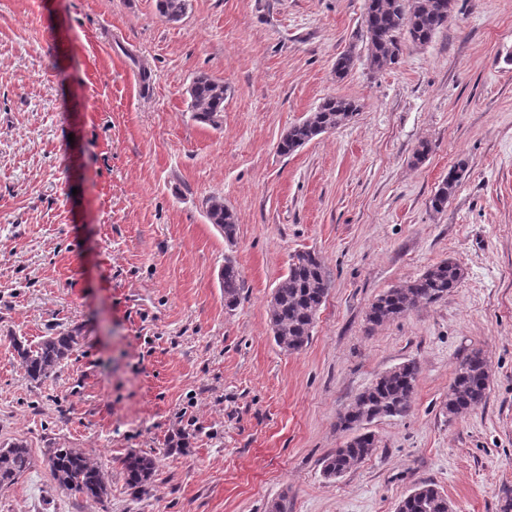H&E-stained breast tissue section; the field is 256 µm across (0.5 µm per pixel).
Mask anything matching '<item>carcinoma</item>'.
I'll list each match as a JSON object with an SVG mask.
<instances>
[{
  "label": "carcinoma",
  "instance_id": "cac0c4a2",
  "mask_svg": "<svg viewBox=\"0 0 512 512\" xmlns=\"http://www.w3.org/2000/svg\"><path fill=\"white\" fill-rule=\"evenodd\" d=\"M454 0H366L365 27L369 58L376 71L398 64L407 45L425 46L432 41L448 20ZM160 17L171 21L181 17L187 0H157ZM193 119L215 130L222 127L224 117V80L207 72L196 73L190 84ZM359 110L347 98L328 96L302 121L290 126L281 136L277 149L292 154L322 133L349 122ZM466 164L459 161L444 177L432 198L435 210L443 209L455 194L465 175ZM206 215L224 239L231 242L237 233V219L224 199L210 197L205 202ZM464 275L461 264L442 260L413 280L394 286L380 294L366 313L369 325L400 318L420 303L433 302L455 288ZM224 288V308L234 311L240 304L243 279L236 261L227 257L220 273ZM329 288V275L322 258L313 250H297L289 256L288 271L273 293L268 305L269 322L274 342L289 353H298L309 343L318 312ZM80 344L74 330L46 336L35 346L15 342V348L28 378L35 382L52 377L62 362ZM418 367L396 366L379 375L361 391L346 412L339 417V427L354 431L365 420L375 416L402 415L411 408ZM489 375L486 359L479 349L472 350L455 369L448 386L445 408L448 415L458 416L481 406L487 398ZM377 447V439L364 440L355 434L344 447L328 454L322 461L323 475L328 479L342 476L369 456ZM44 462L59 488L74 495L102 499L109 492V476L100 465L91 462L77 448H48ZM34 464L29 448L22 443L0 446V484L19 478ZM127 484L138 488L145 484L156 468L155 459L131 454L124 460ZM416 495L399 502L400 512H448V498L434 485L421 483Z\"/></svg>",
  "mask_w": 512,
  "mask_h": 512
}]
</instances>
